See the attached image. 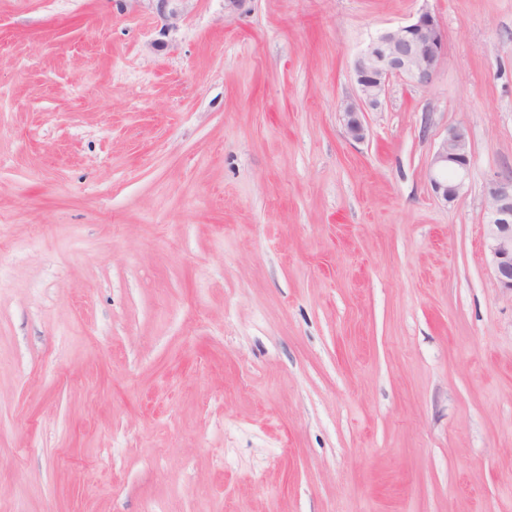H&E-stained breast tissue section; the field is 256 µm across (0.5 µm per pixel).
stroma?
Listing matches in <instances>:
<instances>
[{
    "label": "stroma",
    "instance_id": "obj_1",
    "mask_svg": "<svg viewBox=\"0 0 512 512\" xmlns=\"http://www.w3.org/2000/svg\"><path fill=\"white\" fill-rule=\"evenodd\" d=\"M169 7L0 0V512H512V0ZM423 9L434 83L350 139ZM445 47V35L428 10L421 11L404 26L372 37L353 60L358 95L340 110L348 136L354 140L365 138L364 113L381 106L391 78L404 77L416 85L431 86ZM469 168L467 133L461 127H452L428 164L427 180L433 193L447 203L455 200L465 185ZM483 218L493 275L512 295V176L491 184Z\"/></svg>",
    "mask_w": 512,
    "mask_h": 512
}]
</instances>
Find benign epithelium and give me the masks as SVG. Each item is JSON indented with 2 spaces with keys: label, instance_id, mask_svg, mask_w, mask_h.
I'll use <instances>...</instances> for the list:
<instances>
[{
  "label": "benign epithelium",
  "instance_id": "benign-epithelium-1",
  "mask_svg": "<svg viewBox=\"0 0 512 512\" xmlns=\"http://www.w3.org/2000/svg\"><path fill=\"white\" fill-rule=\"evenodd\" d=\"M445 47V35L428 10L404 26L372 37L353 60L358 95L341 107L348 136L354 140L365 138L364 113L381 106L391 78L404 77L422 87L432 85ZM469 168L467 133L461 127H452L428 164L427 180L433 193L446 202L455 200ZM483 218L493 275L501 288L512 293V176L491 184Z\"/></svg>",
  "mask_w": 512,
  "mask_h": 512
}]
</instances>
